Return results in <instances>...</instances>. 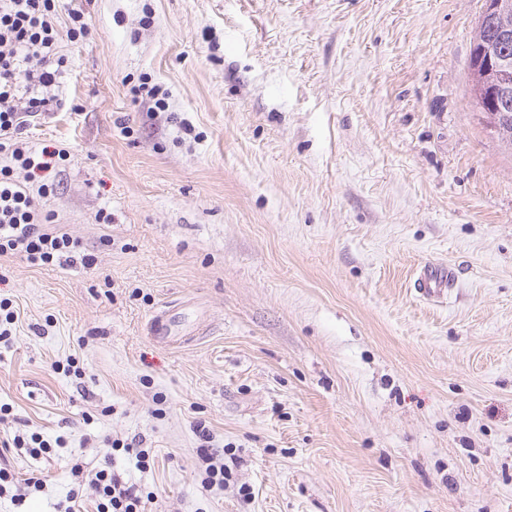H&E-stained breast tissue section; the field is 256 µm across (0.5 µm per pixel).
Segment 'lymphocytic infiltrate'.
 I'll list each match as a JSON object with an SVG mask.
<instances>
[{
	"instance_id": "lymphocytic-infiltrate-1",
	"label": "lymphocytic infiltrate",
	"mask_w": 512,
	"mask_h": 512,
	"mask_svg": "<svg viewBox=\"0 0 512 512\" xmlns=\"http://www.w3.org/2000/svg\"><path fill=\"white\" fill-rule=\"evenodd\" d=\"M63 13L69 18L64 30L59 27ZM88 31L83 13L64 10L62 0H0V154L11 159L0 167V257L17 255L33 265L51 266L80 248L78 240L47 228L52 215L42 201L50 186L31 190L14 179L12 169L18 166L34 175L53 167L54 158L29 148L21 134L26 118L58 99L61 38L75 42ZM87 478L97 494L96 512H145L142 496L109 465Z\"/></svg>"
}]
</instances>
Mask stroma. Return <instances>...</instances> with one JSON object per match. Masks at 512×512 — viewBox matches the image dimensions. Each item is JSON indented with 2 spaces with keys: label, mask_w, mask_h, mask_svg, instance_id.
Here are the masks:
<instances>
[{
  "label": "stroma",
  "mask_w": 512,
  "mask_h": 512,
  "mask_svg": "<svg viewBox=\"0 0 512 512\" xmlns=\"http://www.w3.org/2000/svg\"><path fill=\"white\" fill-rule=\"evenodd\" d=\"M483 4L66 0L92 34L62 40L61 104L24 137L68 152L47 208L96 264L0 257V466L45 479L0 512H55L74 464L133 437L148 467L115 470L145 512H512V154L470 105ZM429 263L458 273L435 301ZM19 433L66 443L35 460ZM209 445L201 444L197 449L199 457L207 463L205 472L207 474L206 482L209 485L223 486L226 476L229 477L228 470L224 467V463H217L215 459L216 452Z\"/></svg>",
  "instance_id": "1"
}]
</instances>
